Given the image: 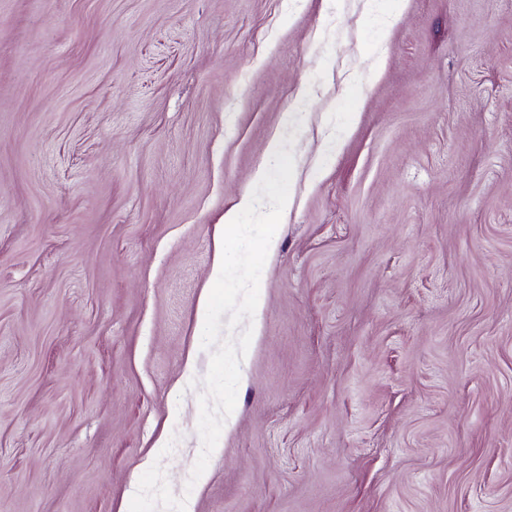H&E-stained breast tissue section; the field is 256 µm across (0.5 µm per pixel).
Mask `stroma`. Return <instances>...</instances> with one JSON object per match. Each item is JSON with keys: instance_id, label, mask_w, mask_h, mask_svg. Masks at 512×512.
<instances>
[{"instance_id": "1", "label": "stroma", "mask_w": 512, "mask_h": 512, "mask_svg": "<svg viewBox=\"0 0 512 512\" xmlns=\"http://www.w3.org/2000/svg\"><path fill=\"white\" fill-rule=\"evenodd\" d=\"M389 8L0 0V512H119L155 464L194 512H512V0ZM280 129L193 485L215 226Z\"/></svg>"}]
</instances>
